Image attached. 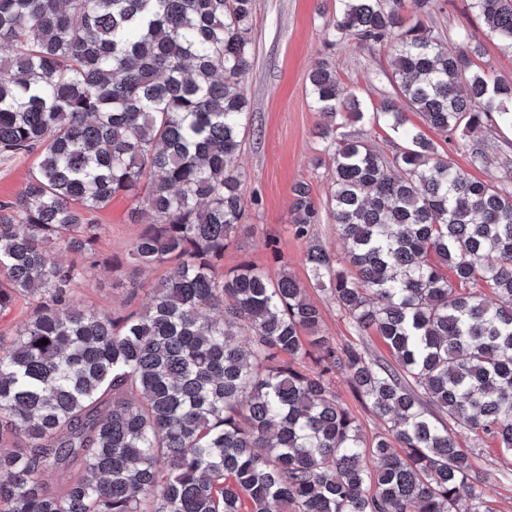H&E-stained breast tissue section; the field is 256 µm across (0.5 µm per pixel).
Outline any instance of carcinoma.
Returning <instances> with one entry per match:
<instances>
[{
  "label": "carcinoma",
  "mask_w": 512,
  "mask_h": 512,
  "mask_svg": "<svg viewBox=\"0 0 512 512\" xmlns=\"http://www.w3.org/2000/svg\"><path fill=\"white\" fill-rule=\"evenodd\" d=\"M337 2L325 44L391 45L429 127L512 126V82L474 62L476 37L443 47L434 0ZM471 8L512 50V0ZM254 25V0H0V158L37 155L0 203V310L38 300L0 343V512H493L464 442L512 450V194L448 162L391 98L365 111L321 62L308 94L331 184L319 202L298 182L289 205L308 283L274 243L276 275L224 269L247 216L234 163ZM356 124L406 145L387 155ZM116 195L142 225L127 264L168 268L133 283L147 308L111 315L71 285ZM325 213L344 264L314 243ZM310 288L388 357L322 335ZM338 375L382 422L370 443Z\"/></svg>",
  "instance_id": "1"
}]
</instances>
